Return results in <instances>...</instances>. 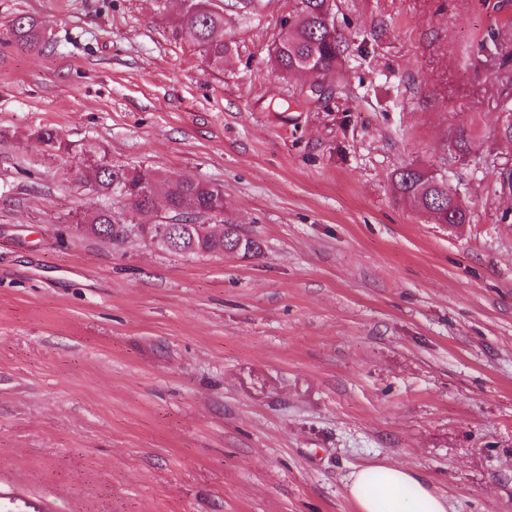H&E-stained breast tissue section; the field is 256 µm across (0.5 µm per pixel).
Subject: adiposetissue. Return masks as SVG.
I'll return each instance as SVG.
<instances>
[{"label":"adipose tissue","mask_w":512,"mask_h":512,"mask_svg":"<svg viewBox=\"0 0 512 512\" xmlns=\"http://www.w3.org/2000/svg\"><path fill=\"white\" fill-rule=\"evenodd\" d=\"M347 494L356 512H452L447 496L429 477L401 466L376 465L352 472Z\"/></svg>","instance_id":"ef3b65f1"}]
</instances>
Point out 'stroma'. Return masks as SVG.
Instances as JSON below:
<instances>
[{
  "label": "stroma",
  "mask_w": 512,
  "mask_h": 512,
  "mask_svg": "<svg viewBox=\"0 0 512 512\" xmlns=\"http://www.w3.org/2000/svg\"><path fill=\"white\" fill-rule=\"evenodd\" d=\"M0 0V495L46 512H356L355 470L512 512V196L493 135L512 43L480 0H336L349 48L313 99L270 50L293 0ZM52 42L10 37L15 18ZM49 127L73 152L47 155ZM466 133L470 151L448 144ZM223 186L257 255L76 232L83 149ZM436 170L454 230L395 193ZM187 1L172 25L173 37L189 34L207 65L223 71L224 56L231 51V42L224 39V10L209 0ZM200 1H204L203 6Z\"/></svg>",
  "instance_id": "obj_1"
}]
</instances>
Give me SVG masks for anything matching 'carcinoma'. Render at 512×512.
I'll return each mask as SVG.
<instances>
[{
	"label": "carcinoma",
	"mask_w": 512,
	"mask_h": 512,
	"mask_svg": "<svg viewBox=\"0 0 512 512\" xmlns=\"http://www.w3.org/2000/svg\"><path fill=\"white\" fill-rule=\"evenodd\" d=\"M326 0H294L287 23L274 40L273 61L283 74L306 72L325 80L333 75L343 55L344 38L336 28H328L324 6ZM187 33L207 65L224 70V56L231 51L224 39V10L211 0H188L182 6L173 37ZM12 37L34 48L46 45L45 29L34 19L21 16L11 27ZM499 111L511 115L494 128V134L512 142V92L504 90ZM44 151L55 155L71 153L72 144L53 128L35 132ZM82 179L101 200V204L83 213L77 230L100 239L120 241L127 233L124 207L138 214L155 215L156 225L176 223L175 253L196 250L202 253L232 251L240 236L234 220L222 210L224 188L198 179L192 174L171 178L149 168L114 163L105 155H91ZM394 183L400 196L420 211L430 213L437 223L467 224L469 209L453 205V190L442 176L432 177L423 168L405 167L394 172Z\"/></svg>",
	"instance_id": "carcinoma-1"
}]
</instances>
